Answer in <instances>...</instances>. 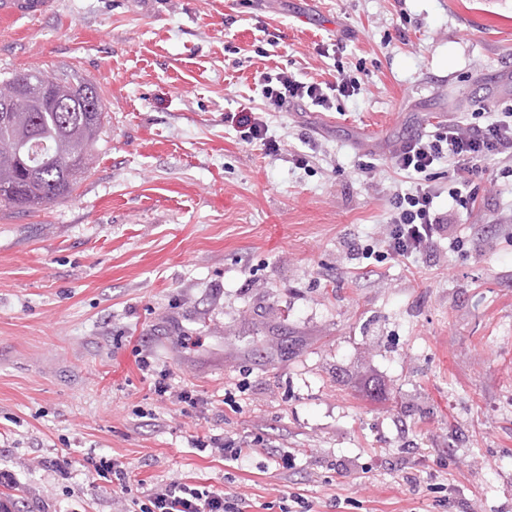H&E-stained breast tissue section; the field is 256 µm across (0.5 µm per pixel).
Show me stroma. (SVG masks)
<instances>
[{"label":"stroma","mask_w":512,"mask_h":512,"mask_svg":"<svg viewBox=\"0 0 512 512\" xmlns=\"http://www.w3.org/2000/svg\"><path fill=\"white\" fill-rule=\"evenodd\" d=\"M31 68L96 84L104 118L70 196L0 205L25 512L130 503L90 455L245 512H512V180L423 253L386 247L395 145L512 104V0H57L0 20V81ZM281 71L364 85L263 113L271 153L236 116ZM210 433L251 455L197 451Z\"/></svg>","instance_id":"1"}]
</instances>
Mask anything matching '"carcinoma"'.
I'll return each instance as SVG.
<instances>
[{
	"label": "carcinoma",
	"mask_w": 512,
	"mask_h": 512,
	"mask_svg": "<svg viewBox=\"0 0 512 512\" xmlns=\"http://www.w3.org/2000/svg\"><path fill=\"white\" fill-rule=\"evenodd\" d=\"M17 93L16 111L0 119V202L30 210L69 196L86 166L80 156L92 150L103 113L89 112L84 92L91 83L50 77L40 70L18 72L0 84Z\"/></svg>",
	"instance_id": "obj_1"
}]
</instances>
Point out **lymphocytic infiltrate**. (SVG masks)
Listing matches in <instances>:
<instances>
[{"label":"lymphocytic infiltrate","instance_id":"1","mask_svg":"<svg viewBox=\"0 0 512 512\" xmlns=\"http://www.w3.org/2000/svg\"><path fill=\"white\" fill-rule=\"evenodd\" d=\"M258 82L265 98L264 108L280 112L291 103H308L324 109L336 97H350L361 90L355 77H342L333 83L303 81L282 71L260 74ZM488 160L500 162V177H512V105L488 111L483 123H451L426 134L403 140L396 148L394 167L414 176L413 188L395 191L390 202L388 222L391 231L388 248L394 256L420 253L444 231L448 219L438 213L434 201L448 193L456 215L473 211L479 201L477 177ZM448 165V184H434L429 172L439 163ZM139 512H242L239 499L205 486L180 479L170 480L144 491Z\"/></svg>","mask_w":512,"mask_h":512}]
</instances>
